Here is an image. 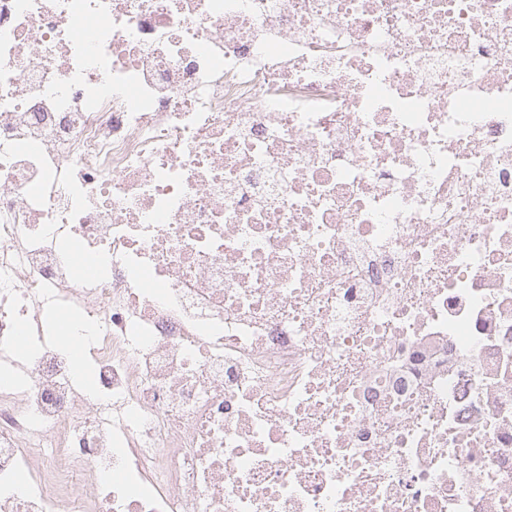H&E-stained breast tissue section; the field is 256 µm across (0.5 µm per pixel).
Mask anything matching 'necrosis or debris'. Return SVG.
Returning <instances> with one entry per match:
<instances>
[{"mask_svg": "<svg viewBox=\"0 0 512 512\" xmlns=\"http://www.w3.org/2000/svg\"><path fill=\"white\" fill-rule=\"evenodd\" d=\"M0 512H512V0H0Z\"/></svg>", "mask_w": 512, "mask_h": 512, "instance_id": "necrosis-or-debris-1", "label": "necrosis or debris"}]
</instances>
